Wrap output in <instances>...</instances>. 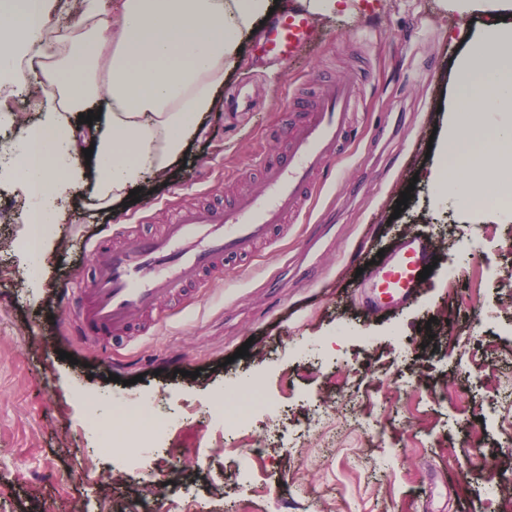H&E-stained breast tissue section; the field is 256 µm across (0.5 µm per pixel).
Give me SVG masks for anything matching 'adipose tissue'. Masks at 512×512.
I'll use <instances>...</instances> for the list:
<instances>
[{
	"instance_id": "adipose-tissue-1",
	"label": "adipose tissue",
	"mask_w": 512,
	"mask_h": 512,
	"mask_svg": "<svg viewBox=\"0 0 512 512\" xmlns=\"http://www.w3.org/2000/svg\"><path fill=\"white\" fill-rule=\"evenodd\" d=\"M459 15L481 13L484 34L457 63L466 92L463 113L448 115L437 151L451 168H430L439 188L465 183L471 201L493 180L472 175L487 158L512 159V0H450ZM272 0H119L105 13L82 0L67 34L55 35V0H0V77L41 91L39 124L25 127L4 151L22 198L25 223L41 225L47 245L64 223L57 202L91 179L98 207L111 208L150 179L166 180L212 111L224 72L239 60L238 37L267 16ZM46 58L22 71L19 58ZM106 97L103 127H92V165H75L83 144L71 113Z\"/></svg>"
}]
</instances>
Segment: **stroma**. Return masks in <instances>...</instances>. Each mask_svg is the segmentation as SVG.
Here are the masks:
<instances>
[{
    "mask_svg": "<svg viewBox=\"0 0 512 512\" xmlns=\"http://www.w3.org/2000/svg\"><path fill=\"white\" fill-rule=\"evenodd\" d=\"M316 38L288 67L261 58L259 33L224 79L222 102L167 180L139 202L97 211L89 188L62 204L65 223L39 267L14 242L27 232L13 184L0 180V512H512V218L475 212L427 181L434 129L457 107L458 59L484 19L439 0H361L316 16ZM357 81L356 130L308 214L224 280L192 287L127 334L94 344L58 291L89 281L83 241L128 218L143 231L172 204H224L255 160L278 151L311 78ZM254 87L252 111L223 102ZM414 192L403 212L396 201ZM492 226L497 248L471 242ZM421 240L437 261L413 299L369 302L380 251ZM472 273L449 283V267ZM247 347L246 357L237 349ZM67 359H60V352ZM276 402L240 433L214 405L228 388ZM149 402L171 420L152 452H102L87 426L107 401ZM366 408L382 438L350 418ZM332 431L305 437L313 414ZM167 486L152 495L151 473Z\"/></svg>",
    "mask_w": 512,
    "mask_h": 512,
    "instance_id": "stroma-1",
    "label": "stroma"
}]
</instances>
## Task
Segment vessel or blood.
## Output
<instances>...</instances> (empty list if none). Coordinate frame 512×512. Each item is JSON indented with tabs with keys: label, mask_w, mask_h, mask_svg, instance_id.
<instances>
[{
	"label": "vessel or blood",
	"mask_w": 512,
	"mask_h": 512,
	"mask_svg": "<svg viewBox=\"0 0 512 512\" xmlns=\"http://www.w3.org/2000/svg\"><path fill=\"white\" fill-rule=\"evenodd\" d=\"M314 27V19L303 11H284L268 25L259 51L288 64L310 40ZM355 98L347 80L325 85L314 102L291 98L302 118L286 131L284 150L274 160H257L259 181L242 183L230 204L178 208L174 222L162 232L130 235L119 246L108 235L91 242L96 273L80 288L87 300L80 321L89 338L125 333L202 274L220 279L226 261L251 255L273 226L300 217L354 127ZM425 265L422 243L401 241L375 283L376 292L409 296L418 288Z\"/></svg>",
	"instance_id": "vessel-or-blood-1"
}]
</instances>
